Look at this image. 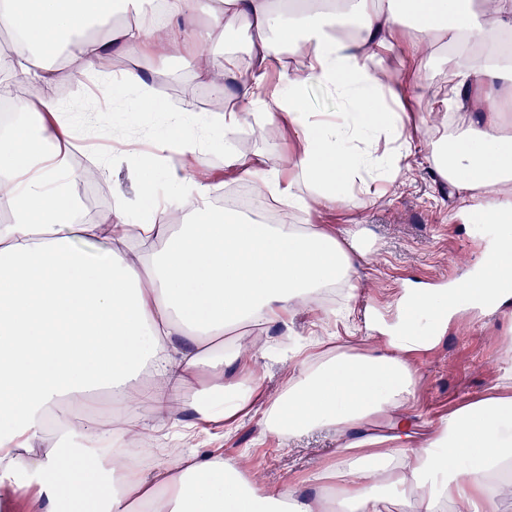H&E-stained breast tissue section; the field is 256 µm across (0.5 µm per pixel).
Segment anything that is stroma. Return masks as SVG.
<instances>
[{
  "instance_id": "1",
  "label": "stroma",
  "mask_w": 512,
  "mask_h": 512,
  "mask_svg": "<svg viewBox=\"0 0 512 512\" xmlns=\"http://www.w3.org/2000/svg\"><path fill=\"white\" fill-rule=\"evenodd\" d=\"M424 63L433 82L408 91L397 60L387 61V80L402 95L403 136L413 145L398 175L380 196L359 194L352 203H340L333 209L319 206L313 213L314 223L339 225L358 233L369 253L351 286L349 318L301 309L290 322L291 334L300 341L329 334L338 344L375 347L364 319L367 309L390 304L403 289L418 284L445 288L459 283L481 263L487 245L485 228L449 220L448 214L458 202L450 196L447 182L440 180L425 160L430 141L445 131L431 103L446 91L450 64L439 54L425 57ZM147 68L154 76L155 95L170 106L189 101L199 112L223 109V101L211 100L210 87L194 79L189 63L154 61ZM235 146L249 155H263L268 164L288 165L289 132L284 125L260 128L247 123L237 133ZM281 334L276 326L248 325L235 338L242 361L254 366L264 397H277L297 371L295 361L277 362L262 355L264 348L280 343ZM414 364L417 392L412 411L420 424L426 425L490 393L501 376L512 372V317L497 314L476 319L464 314L449 323L435 345L416 353ZM265 410L264 402H257L249 415L230 426L216 418L207 433L198 435L199 446L231 462L246 458L249 477L271 487L300 483L318 463L335 458L342 444L335 429H315L283 442L263 435Z\"/></svg>"
}]
</instances>
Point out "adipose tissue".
Wrapping results in <instances>:
<instances>
[{
	"label": "adipose tissue",
	"mask_w": 512,
	"mask_h": 512,
	"mask_svg": "<svg viewBox=\"0 0 512 512\" xmlns=\"http://www.w3.org/2000/svg\"><path fill=\"white\" fill-rule=\"evenodd\" d=\"M151 0H0V27L18 49L0 57L15 74L52 86L54 55L84 80L117 56L165 59L177 52L209 80L206 46L234 32L246 54H224L215 88L224 111L173 109L156 98L140 68L114 77L129 135L119 151L96 150V176L111 182L116 158L146 162L137 198L114 196L107 222L86 219L70 165L88 138L111 139L100 110L66 112L59 99L14 98V122L0 127V470L25 472L5 494L43 512H380L386 495L410 512H501L512 483V376L492 393L461 404L414 433L406 407L416 392L414 352L439 339L457 314L487 316L512 307V0L482 15L471 0H163V39L146 25ZM123 23H116V15ZM439 42L448 57L446 135L427 161L447 181L470 224H486L496 244L462 292L408 288L372 308L382 352L345 346L319 355L304 343L301 367L270 403L265 433L294 437L336 427L344 443L313 471L317 490L269 488L197 448L186 465L128 464L125 450L172 415L170 399L204 375L183 406L194 423L215 413L232 421L261 396L252 369L227 333L256 323L288 327L297 306L350 283L367 251L356 234L323 224H262L214 211L213 184L168 163L224 145V164L288 210L309 212L298 188L315 189L326 207L371 193L399 169L411 144L402 138L400 102L385 81L397 47ZM299 53L303 71L283 64ZM344 103L339 119L305 107L310 77ZM286 123L297 150L293 174L261 168L237 151L247 115ZM161 119L162 152L145 156L135 130ZM389 147L378 148L379 139ZM164 169L158 185L151 172ZM101 242L98 250L76 239ZM118 411L86 413L97 386ZM390 434L374 428L393 412Z\"/></svg>",
	"instance_id": "ef3b65f1"
}]
</instances>
